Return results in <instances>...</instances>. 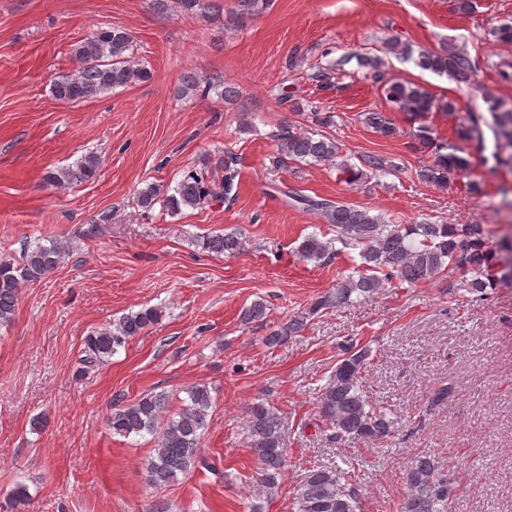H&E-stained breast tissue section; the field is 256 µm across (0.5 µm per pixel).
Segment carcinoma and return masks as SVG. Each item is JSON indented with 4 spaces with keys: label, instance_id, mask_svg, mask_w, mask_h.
<instances>
[{
    "label": "carcinoma",
    "instance_id": "cac0c4a2",
    "mask_svg": "<svg viewBox=\"0 0 512 512\" xmlns=\"http://www.w3.org/2000/svg\"><path fill=\"white\" fill-rule=\"evenodd\" d=\"M272 0H237L234 18L254 17L265 13ZM178 8L189 14L216 10V0H176ZM137 45L132 33L121 27L99 28L90 32L73 49L78 68L72 74L62 75L51 87L52 98L67 103H80L99 94L152 78L147 66L135 62ZM416 64L427 71L446 75L460 83H468L474 74L473 63L460 49L421 50ZM366 77L378 85L389 107L406 113L417 123L416 138L432 147L434 162L419 173L425 181L446 184L448 180L470 168L464 156V143H475L484 149V131L488 128L494 140L492 157L495 163L511 166L512 154L502 156L512 147V105L484 93L489 116L472 113L456 128L458 143L448 144L431 137L428 115L434 111L455 113L454 101H437L426 87L419 83L389 77L383 71L384 62L378 56L360 57ZM215 84L203 82L194 76L184 80L179 89L182 96L199 91L207 94ZM297 112L311 127L288 123L275 135L277 153L273 164L286 167L291 164H326L339 153L336 140L319 132L334 123L331 112H322L313 105L293 103ZM365 125L373 132L390 137L396 129L384 112H367ZM236 154L206 157L200 165L183 170L177 184L169 188L150 182L137 191V203L151 209L160 203L167 211L178 214L184 208L197 209L208 201L222 197L233 200L232 191L238 186L241 171ZM366 170L341 165L345 180L356 182L366 175L377 176L389 169L376 155L363 157ZM101 159L93 153L84 154L73 166L46 172L44 183L57 190H65L77 183L89 182L100 173ZM295 206L319 214L336 232V242L343 249H357L362 259L360 269L345 275L332 291L320 296L307 311L273 329L263 342L269 348L281 346L302 332L307 319L322 309L349 305L369 297L399 280L408 284L426 282L439 275L459 273V288L469 294L486 293L506 279L512 280V267L496 268L495 255L489 251L486 230L481 224H391L383 216L342 202L313 198L287 191ZM198 246L210 253L235 256L245 250L246 240L240 233L212 234L196 240ZM298 252L306 260L329 258V245L311 233L299 244ZM70 253L67 242L51 238L27 248L22 263L0 258V326L11 322L16 310L19 286L24 281H37L56 270ZM266 306L253 302L242 314L246 324L262 321ZM162 310L144 306L130 311L111 326L89 334L84 342L85 358L79 372L108 361L130 339L156 324ZM342 358L338 359L326 382L318 389V410L321 421L332 430L336 441H349L378 446L396 432L397 416L370 403L362 385L371 356L370 349L349 338L341 344ZM180 412L166 417L169 397L150 392L132 404L112 408L109 425L112 432L124 437L150 434L156 439V448L147 460L149 483L160 489L180 473L200 462V448L208 430L209 410L212 408L211 390L192 386L186 391ZM251 448L259 463V478L255 495L273 496L287 463L282 435V417L277 408L258 400L247 410ZM407 495L400 512H451L452 504L460 496L457 480H448L441 473L434 456L424 453L412 460L406 469ZM292 506L295 512H359L356 492L348 487L346 471L338 464L316 466L307 470L293 489Z\"/></svg>",
    "mask_w": 512,
    "mask_h": 512
}]
</instances>
